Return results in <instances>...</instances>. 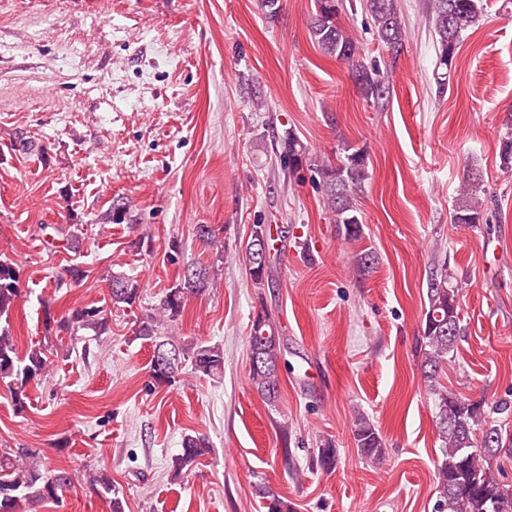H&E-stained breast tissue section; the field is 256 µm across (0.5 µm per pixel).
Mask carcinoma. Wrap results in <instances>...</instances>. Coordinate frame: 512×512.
<instances>
[{
	"mask_svg": "<svg viewBox=\"0 0 512 512\" xmlns=\"http://www.w3.org/2000/svg\"><path fill=\"white\" fill-rule=\"evenodd\" d=\"M317 8L309 23V35L320 53L352 66V75L367 100L374 103L390 93L391 69L366 65L360 61L361 48L338 24L343 8L341 0H316ZM369 27L386 49L391 59H397L403 49L405 29L398 0H360ZM487 0H430L428 24L433 32L435 62L433 76L439 90L451 88L450 71L466 37V32L482 20ZM279 159L288 161V172L300 167L318 176L324 208L344 234L351 238L360 233V208L356 190L368 179L367 157L362 149H344L339 163L325 162L309 154L308 149L293 135L280 141ZM500 164L512 169V120L506 119V130L500 140ZM484 181L479 170L463 177L453 209V223L478 224L484 211ZM271 259L249 266L250 280L255 288L269 283ZM448 265L442 264L431 272L427 286L428 305L422 324L423 352L421 373L430 396L433 418L440 442L436 465L434 512H512V489L502 485L491 471V460L504 448L512 447V434L503 433L494 424L493 415L512 410L505 401L488 405L482 398L471 399L448 391L439 381L440 374L454 359L461 335L458 310L459 289L452 286ZM215 270L197 267L191 280H182L170 288L159 304L140 323L136 335L153 342V351L179 350V359H190L192 368L203 375H213L224 369V353L215 346L197 344L191 348L177 347L167 329L175 323L189 297L202 294L214 285ZM139 288L132 281L113 276L108 283V300L113 306H131L138 298ZM20 295L19 266L0 253V381L6 384L15 408L26 407V387L45 370L46 346L33 345L19 355L11 329V314ZM112 310L106 306L73 308L56 317L46 314L45 328L50 333L71 336L81 331L102 335L109 330ZM249 348L263 364L250 367L249 380L254 389L269 403L279 397V363L281 338L274 321L268 315H257L251 325ZM181 367L168 371L149 368L153 387L172 386L178 381ZM353 439L358 452L371 460L383 458V437L370 419L360 416L354 423ZM211 452L207 439L187 435L179 453L169 463L173 480L188 476L192 466ZM92 489L109 497L111 512H125L123 501L112 489V478L98 471L90 478ZM74 486L72 473L66 469H46L42 457L28 448L0 453V512H34L45 501L60 502ZM267 512H291V505L272 490L262 492Z\"/></svg>",
	"mask_w": 512,
	"mask_h": 512,
	"instance_id": "obj_1",
	"label": "carcinoma"
}]
</instances>
